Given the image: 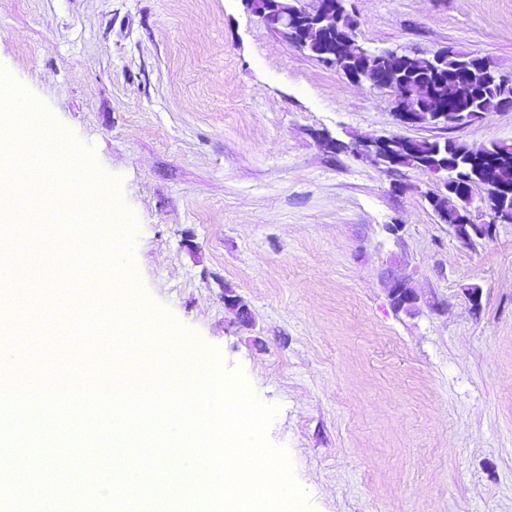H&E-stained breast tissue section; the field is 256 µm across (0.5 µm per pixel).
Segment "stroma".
Listing matches in <instances>:
<instances>
[{
	"instance_id": "35a3bbf8",
	"label": "stroma",
	"mask_w": 512,
	"mask_h": 512,
	"mask_svg": "<svg viewBox=\"0 0 512 512\" xmlns=\"http://www.w3.org/2000/svg\"><path fill=\"white\" fill-rule=\"evenodd\" d=\"M345 6L370 50L450 47L512 76V0ZM0 69L114 179L136 310L278 406L268 439L309 512H512V224L463 244L435 175L325 144L512 141V108L401 126L388 92L242 0H0ZM394 276L416 310L392 305Z\"/></svg>"
}]
</instances>
